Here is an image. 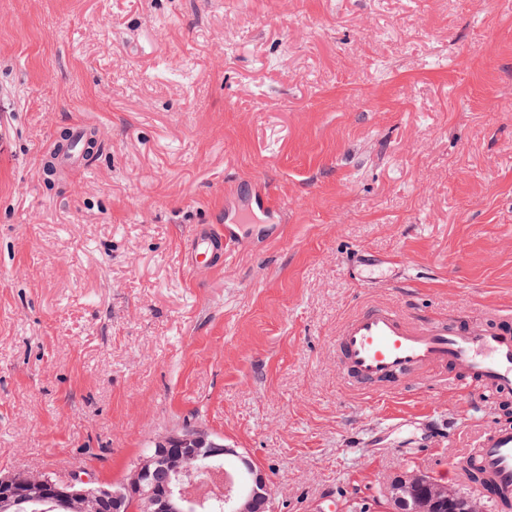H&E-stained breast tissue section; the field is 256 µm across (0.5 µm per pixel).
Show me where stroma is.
<instances>
[{
    "label": "stroma",
    "mask_w": 512,
    "mask_h": 512,
    "mask_svg": "<svg viewBox=\"0 0 512 512\" xmlns=\"http://www.w3.org/2000/svg\"><path fill=\"white\" fill-rule=\"evenodd\" d=\"M72 122L105 147L46 177ZM258 182L280 237L189 271L196 226ZM363 302L512 309V0H0V472L115 484L201 426L274 512L455 484L512 393L344 389L333 338Z\"/></svg>",
    "instance_id": "1"
}]
</instances>
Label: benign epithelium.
<instances>
[{
    "mask_svg": "<svg viewBox=\"0 0 512 512\" xmlns=\"http://www.w3.org/2000/svg\"><path fill=\"white\" fill-rule=\"evenodd\" d=\"M156 454L139 458L126 479L114 488L97 483L85 471H76L59 479L48 474L31 476L24 472L0 473V512H21L26 502H48L67 512H196L206 508L205 499L183 486L188 472L185 464L192 462L201 472L234 457L240 461L235 470L233 489L215 490L224 501L226 512H272V491L262 470L235 448L224 445V438L200 427H186L165 434L155 441ZM169 454L172 486L160 495L142 493V483L149 475L156 455ZM412 492L404 479L390 481L386 496L398 500Z\"/></svg>",
    "mask_w": 512,
    "mask_h": 512,
    "instance_id": "1",
    "label": "benign epithelium"
}]
</instances>
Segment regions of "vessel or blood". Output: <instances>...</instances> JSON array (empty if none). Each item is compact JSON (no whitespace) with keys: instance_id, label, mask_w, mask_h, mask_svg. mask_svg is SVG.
Listing matches in <instances>:
<instances>
[{"instance_id":"b4317fda","label":"vessel or blood","mask_w":512,"mask_h":512,"mask_svg":"<svg viewBox=\"0 0 512 512\" xmlns=\"http://www.w3.org/2000/svg\"><path fill=\"white\" fill-rule=\"evenodd\" d=\"M91 128L74 123L64 145L48 148L42 158L44 174L86 170L93 158L85 142ZM265 220L277 225L282 212L270 185H255L240 207L224 213L223 231L198 225L187 247V265L212 267L235 242L243 225ZM339 376L348 386L367 395L404 390L412 374L434 371L442 384L476 382L487 393L512 391V312L490 309L482 323L459 316L442 321L393 305H369L346 319L336 335ZM486 484L474 485L475 494L495 488L512 497V427L491 426L472 452Z\"/></svg>"}]
</instances>
